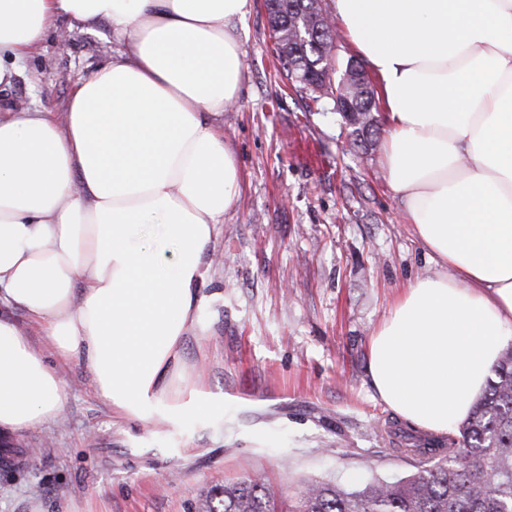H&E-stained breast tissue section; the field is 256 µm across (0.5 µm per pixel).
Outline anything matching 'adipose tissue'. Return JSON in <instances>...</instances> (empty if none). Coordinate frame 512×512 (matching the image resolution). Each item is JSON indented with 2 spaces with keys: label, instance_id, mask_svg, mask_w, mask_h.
<instances>
[{
  "label": "adipose tissue",
  "instance_id": "adipose-tissue-1",
  "mask_svg": "<svg viewBox=\"0 0 512 512\" xmlns=\"http://www.w3.org/2000/svg\"><path fill=\"white\" fill-rule=\"evenodd\" d=\"M384 103L383 160L429 271L368 340L380 399L444 435L512 343V0H333ZM251 0H0V91L60 25L123 47L62 116L0 111V439L60 417L85 363L126 420L180 428L223 395L187 382L209 254L239 197L217 124L240 95ZM28 322L20 324L15 312Z\"/></svg>",
  "mask_w": 512,
  "mask_h": 512
}]
</instances>
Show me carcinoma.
Returning a JSON list of instances; mask_svg holds the SVG:
<instances>
[{
	"label": "carcinoma",
	"instance_id": "cac0c4a2",
	"mask_svg": "<svg viewBox=\"0 0 512 512\" xmlns=\"http://www.w3.org/2000/svg\"><path fill=\"white\" fill-rule=\"evenodd\" d=\"M277 59L301 87L323 83L322 62L336 48V21L322 0H265ZM341 113L366 150L379 135L374 96L351 95ZM413 452L428 457L410 476L373 478L362 486L317 481L283 501L262 475L248 473L214 491L209 512H512V348L501 354L486 389L448 447L429 439Z\"/></svg>",
	"mask_w": 512,
	"mask_h": 512
}]
</instances>
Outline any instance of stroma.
<instances>
[{
  "mask_svg": "<svg viewBox=\"0 0 512 512\" xmlns=\"http://www.w3.org/2000/svg\"><path fill=\"white\" fill-rule=\"evenodd\" d=\"M247 70L220 120L240 171L204 291L206 335L187 371L224 396L215 421L148 431L94 393L80 361L62 364L63 416L0 443V512H206L213 491L262 473L277 497L308 483L358 486L415 473L417 432L380 400L368 338L428 262L384 175L361 151L330 91L275 70L265 0L241 23ZM47 40L11 98L59 113L78 80L119 45L106 28Z\"/></svg>",
  "mask_w": 512,
  "mask_h": 512,
  "instance_id": "35a3bbf8",
  "label": "stroma"
}]
</instances>
